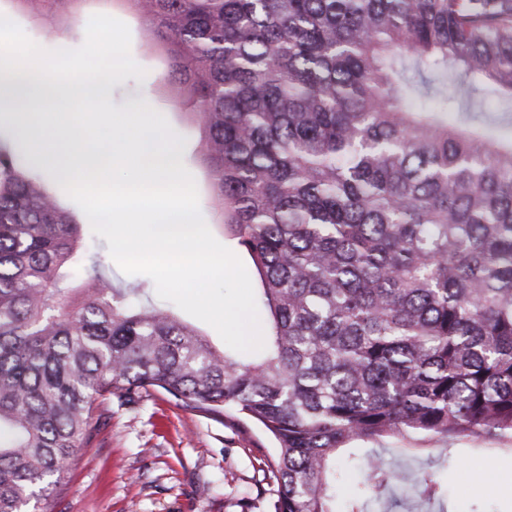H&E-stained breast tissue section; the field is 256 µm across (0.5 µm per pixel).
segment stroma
I'll return each instance as SVG.
<instances>
[{
    "label": "stroma",
    "instance_id": "1",
    "mask_svg": "<svg viewBox=\"0 0 512 512\" xmlns=\"http://www.w3.org/2000/svg\"><path fill=\"white\" fill-rule=\"evenodd\" d=\"M95 14L128 26L131 55L146 72L144 80L114 84L111 103L121 108L136 99L148 102L185 138L180 158L195 179L201 215L213 236L243 262L253 288H260L251 256L211 199L200 153L204 133L191 112L173 103L161 81L165 57L152 47L151 32L123 0H77L49 26L39 20L35 7L21 9L15 0H0V15L48 50L80 47ZM45 186L80 224L86 248L98 255L116 285L144 286L151 304L170 308V301L157 296L150 277L128 275L118 267L107 241L94 235L87 216L58 180L46 179ZM97 417L91 445L77 453L64 489L48 501V512H273L277 486L268 472L272 442L258 426L239 423L233 412L195 410L152 389L131 401H113ZM459 445L463 454L441 472L448 483L447 499L439 506H415L414 512H512V441L467 438Z\"/></svg>",
    "mask_w": 512,
    "mask_h": 512
}]
</instances>
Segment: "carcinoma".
Masks as SVG:
<instances>
[{
    "mask_svg": "<svg viewBox=\"0 0 512 512\" xmlns=\"http://www.w3.org/2000/svg\"><path fill=\"white\" fill-rule=\"evenodd\" d=\"M123 2L204 130L264 349L213 348L95 256L62 285L80 225L31 149L0 145V512L60 490L99 406L151 388L273 436L274 512H336L343 455L379 499L402 480L443 501L387 441L442 439L446 463L512 438V137L481 110L512 121V0Z\"/></svg>",
    "mask_w": 512,
    "mask_h": 512,
    "instance_id": "1",
    "label": "carcinoma"
}]
</instances>
